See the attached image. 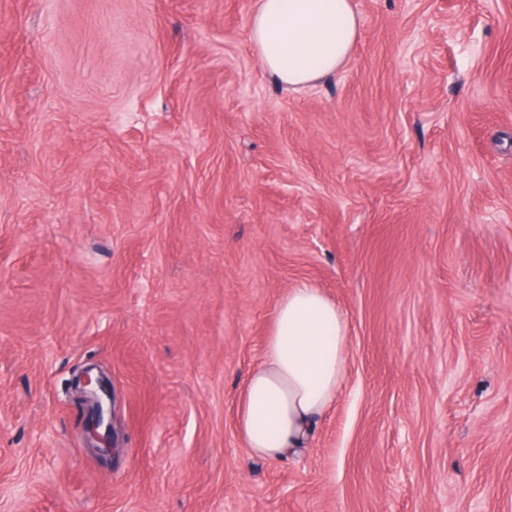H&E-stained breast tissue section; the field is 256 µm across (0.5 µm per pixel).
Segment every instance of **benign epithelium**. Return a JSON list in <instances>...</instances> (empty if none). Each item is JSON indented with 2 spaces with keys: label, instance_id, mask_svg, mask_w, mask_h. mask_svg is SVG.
Here are the masks:
<instances>
[{
  "label": "benign epithelium",
  "instance_id": "benign-epithelium-1",
  "mask_svg": "<svg viewBox=\"0 0 512 512\" xmlns=\"http://www.w3.org/2000/svg\"><path fill=\"white\" fill-rule=\"evenodd\" d=\"M76 388L83 401L90 405L84 424L87 442L98 449L114 446L116 435L112 429V406L103 400V397L109 396L104 376L87 369L77 379Z\"/></svg>",
  "mask_w": 512,
  "mask_h": 512
}]
</instances>
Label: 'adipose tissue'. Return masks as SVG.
Masks as SVG:
<instances>
[{"instance_id": "ef3b65f1", "label": "adipose tissue", "mask_w": 512, "mask_h": 512, "mask_svg": "<svg viewBox=\"0 0 512 512\" xmlns=\"http://www.w3.org/2000/svg\"><path fill=\"white\" fill-rule=\"evenodd\" d=\"M358 26L351 0H256L249 40L264 76L295 89L340 69ZM347 339L344 317L319 289L302 284L288 291L237 411L250 455L277 461L303 446L336 396Z\"/></svg>"}]
</instances>
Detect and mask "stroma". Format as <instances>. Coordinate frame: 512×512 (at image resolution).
Returning <instances> with one entry per match:
<instances>
[{"instance_id": "stroma-1", "label": "stroma", "mask_w": 512, "mask_h": 512, "mask_svg": "<svg viewBox=\"0 0 512 512\" xmlns=\"http://www.w3.org/2000/svg\"><path fill=\"white\" fill-rule=\"evenodd\" d=\"M353 4L289 89L255 0H0V512H512V0ZM303 283L346 369L268 461L236 412ZM80 398L90 405L87 407L84 430L87 442L93 448H112L116 435L112 429V406L108 384L102 373L93 374L92 369L82 372L76 381ZM108 397L110 405L103 400Z\"/></svg>"}]
</instances>
